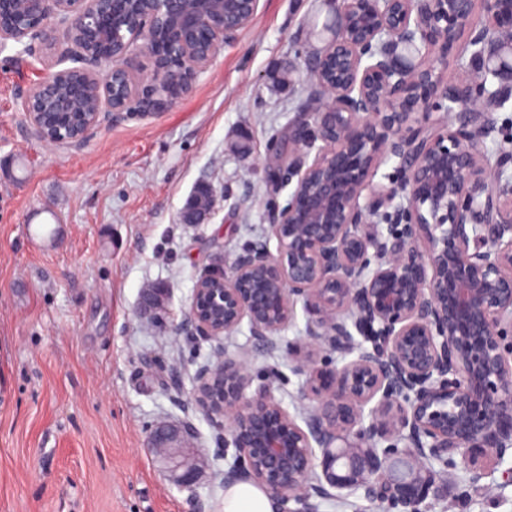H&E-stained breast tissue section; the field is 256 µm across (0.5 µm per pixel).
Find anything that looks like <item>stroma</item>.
<instances>
[{"instance_id": "obj_1", "label": "stroma", "mask_w": 512, "mask_h": 512, "mask_svg": "<svg viewBox=\"0 0 512 512\" xmlns=\"http://www.w3.org/2000/svg\"><path fill=\"white\" fill-rule=\"evenodd\" d=\"M331 0H259L252 24L224 46L166 111L97 129L79 147L48 146L28 128L26 91L60 70L64 36L0 45V512H223L224 431L192 407L195 373L215 348L245 358L290 414L309 405L290 345L308 340L304 307L257 346L248 324L222 341L179 324L197 279L232 266L252 242L277 248L272 217L293 191L266 157L316 87L309 55L331 37ZM295 82L277 83L281 69ZM201 181L215 206L196 226L180 213ZM165 283V323L137 307ZM190 417L208 468L194 491L171 484L146 446L155 424ZM422 512H512V452L477 478L461 455L429 461ZM314 512H402L362 492L314 498Z\"/></svg>"}]
</instances>
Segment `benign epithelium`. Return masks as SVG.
<instances>
[{
  "instance_id": "7a95c632",
  "label": "benign epithelium",
  "mask_w": 512,
  "mask_h": 512,
  "mask_svg": "<svg viewBox=\"0 0 512 512\" xmlns=\"http://www.w3.org/2000/svg\"><path fill=\"white\" fill-rule=\"evenodd\" d=\"M132 2L25 0L20 13L15 0H0V20L9 18L0 23L1 45L28 39L50 47L52 20L74 46L65 56L77 66L23 98L41 142L81 146L133 102L146 115L165 111L258 6L151 0L140 11ZM481 4L477 18L475 0H340L333 37L312 59L317 95L289 131L288 165L277 163L297 178L273 217L277 253L258 241L231 270L212 267L196 281L179 326L192 336L219 341L246 319L264 348L297 302L314 316L310 339L288 348L311 402L302 426L269 387L247 393L245 360L221 350L196 373L195 405L224 427V447L235 450L224 481L263 487L277 512H312L311 497L330 487L419 512L421 474L396 480L386 472L396 443L410 448L419 470L457 452L476 465L512 449V151L491 162L477 146L497 111L477 79L488 74L497 96L512 94V58L503 56L512 50V0ZM137 41L147 66L128 56ZM469 50L484 67L459 63L447 76L448 54L459 61ZM103 65L110 70L101 79ZM392 157L401 181L373 183ZM213 205V186L196 185L182 223H203ZM168 303L169 289L153 285L141 293L139 315L161 322ZM325 345L354 358L320 366ZM353 432L361 444L348 446ZM194 437L186 417L157 424L147 438L168 480L184 489L205 471Z\"/></svg>"
}]
</instances>
